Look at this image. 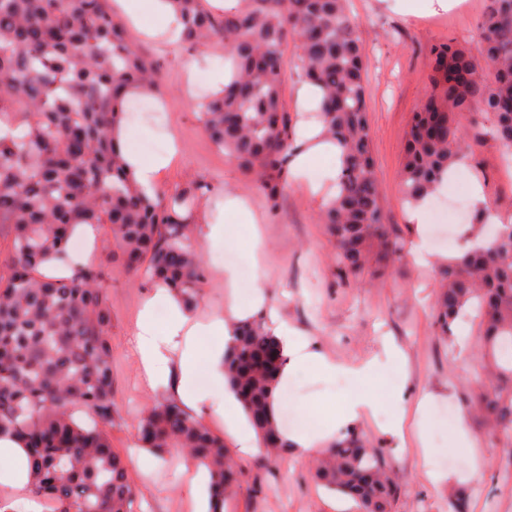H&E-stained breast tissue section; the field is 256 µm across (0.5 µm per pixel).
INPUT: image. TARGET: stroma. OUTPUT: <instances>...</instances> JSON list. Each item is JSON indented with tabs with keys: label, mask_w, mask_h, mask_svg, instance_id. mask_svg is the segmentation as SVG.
<instances>
[{
	"label": "stroma",
	"mask_w": 512,
	"mask_h": 512,
	"mask_svg": "<svg viewBox=\"0 0 512 512\" xmlns=\"http://www.w3.org/2000/svg\"><path fill=\"white\" fill-rule=\"evenodd\" d=\"M401 3L351 0L350 7L360 23L358 34L367 55L371 151L385 221L410 246L429 233L428 225L412 221V207L404 200L401 183L406 134L428 83V50L444 41L475 48L486 0H465L452 10L436 4L420 17L404 14ZM128 37L159 66L165 89L156 102L163 116L162 130L138 121L128 126L126 137L145 157L164 154L170 140L181 145L178 163L158 175L160 191L172 193L192 182L206 183L210 190L195 199V206L207 207L217 217L225 199L243 197L260 218L264 248L255 261L250 258L246 225L226 220L225 238L218 242L196 232L195 244L210 274L194 317L233 301L249 302L251 288L228 287L216 272V251L234 252L236 270L265 276L270 303L312 346L348 364L378 359L377 412L357 422L355 429L383 449L389 468L399 478L392 512H452L457 493L467 497L469 512H512V448L505 447L476 414L467 381L481 344L478 321L465 315L448 338L440 335L434 321L443 261L462 252V231L469 228V220H461L445 244L429 243L430 263H417L408 255L379 274L340 276L336 245L318 219L324 195L293 180L282 192L277 212H269L261 186L245 176L205 132L199 105L224 81L223 46L206 52L180 48L134 26L129 27ZM501 153L492 139L479 140L466 161L463 180L480 183L491 204L493 223L512 224V170L504 166ZM90 256L109 269L114 411L106 432L112 449L126 463L143 512H203L204 487L191 481L200 466L177 451L156 458L140 448L134 427L138 412L163 397L161 387L149 385L134 350L138 312L156 285L144 273L111 262L102 245H94ZM388 341L405 352V364L387 363ZM351 389L344 380L303 370L298 383L284 393L279 418L284 421L289 414H298L306 428H315L318 407L330 400L343 401ZM426 394L432 395L433 405L421 414L417 405ZM222 402L220 395H212L202 403L199 418L223 435L229 454L248 474L247 483L226 498L224 512H360L355 500L313 484L308 462L296 461L292 454H284L270 468L261 456L243 457L240 440L226 433L224 416L217 411ZM439 406L453 407L465 417L474 440L472 452L458 448L454 423L435 415ZM399 414L404 417L403 433L396 436L390 426ZM421 420L426 423L422 431L417 428ZM448 454L453 466H437V458Z\"/></svg>",
	"instance_id": "1"
}]
</instances>
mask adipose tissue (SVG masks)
Segmentation results:
<instances>
[{"instance_id": "1", "label": "adipose tissue", "mask_w": 512, "mask_h": 512, "mask_svg": "<svg viewBox=\"0 0 512 512\" xmlns=\"http://www.w3.org/2000/svg\"><path fill=\"white\" fill-rule=\"evenodd\" d=\"M123 9L132 21H140L142 15H151L157 29L166 32L169 41H176L181 26L168 0H123ZM180 154L178 143H171L164 155L145 159L130 152L127 164L139 185L147 192L157 190V173L172 165ZM165 302L167 318L164 324H156L154 305ZM260 313L264 326L280 343L286 364L280 378L281 384L293 381L304 367L336 378L341 377L355 384L342 406L324 408L318 431L305 429L293 431L289 440L298 459L307 460L324 453L330 446L339 427L349 425L373 413L376 402L370 386L374 364L349 366L332 359L322 352L312 350L310 343L293 329L280 309L266 300V282L257 277L253 285L250 307L238 304L225 306L213 312L206 321H194L190 311L166 289H157L143 305L136 323L137 351L151 384L163 385L166 394L180 400L189 411H197L200 401L193 382L200 364H207L213 387L222 390L224 419L229 430L242 434L248 426L239 416V404L228 391L224 378V351L231 344L236 326L248 320L252 313ZM208 337L211 345L207 355H200L199 337Z\"/></svg>"}]
</instances>
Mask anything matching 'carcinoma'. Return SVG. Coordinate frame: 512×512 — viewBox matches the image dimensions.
Here are the masks:
<instances>
[{
	"mask_svg": "<svg viewBox=\"0 0 512 512\" xmlns=\"http://www.w3.org/2000/svg\"><path fill=\"white\" fill-rule=\"evenodd\" d=\"M181 41L195 49L224 43L231 70L203 107L213 142L263 189L275 211L298 149L295 119L281 93L283 45L298 46L297 66L320 93V134L341 149L335 191L321 222L336 240V260L358 277L401 261L405 244L385 223L370 149L366 55L347 0H238L222 14L203 0H170ZM109 0H0V224L11 250L0 274V437L22 443L28 496L49 512H136L137 489L108 441L112 424V343L108 271L78 264L70 277L77 224L104 228L112 261L167 288L190 311L203 300L207 271L185 215L209 190L196 183L173 195H146L124 162L115 131L127 120L130 90L163 92L162 75L130 42ZM493 32L490 40L484 38ZM478 53L439 42L404 148L401 182L415 205L434 194L489 137L512 154V0H488ZM488 210L473 217L475 246L448 259L436 324L452 333L470 307L480 314L481 352L469 381L477 412L512 446V224L483 233ZM285 357L262 321L237 328L224 356L228 386L259 436L268 461L288 447L270 409ZM140 447L172 448L209 474V512L246 481L224 446L175 399L147 405L137 421ZM312 479L359 502L362 512H392L399 487L382 449L354 431L316 458Z\"/></svg>",
	"mask_w": 512,
	"mask_h": 512,
	"instance_id": "1",
	"label": "carcinoma"
}]
</instances>
